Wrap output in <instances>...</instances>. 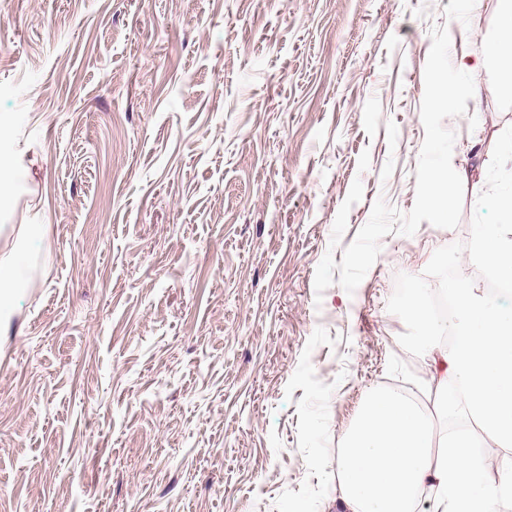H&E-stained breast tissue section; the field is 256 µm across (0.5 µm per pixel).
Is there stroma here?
I'll use <instances>...</instances> for the list:
<instances>
[{
  "instance_id": "1",
  "label": "stroma",
  "mask_w": 512,
  "mask_h": 512,
  "mask_svg": "<svg viewBox=\"0 0 512 512\" xmlns=\"http://www.w3.org/2000/svg\"><path fill=\"white\" fill-rule=\"evenodd\" d=\"M497 24V0H0V253L46 227L0 335V512H340L367 391L426 379L410 285H481L460 261L512 194L494 68L446 124L459 225L385 236L351 294L315 271L376 200L414 205L432 26L455 62Z\"/></svg>"
}]
</instances>
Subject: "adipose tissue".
<instances>
[{
  "label": "adipose tissue",
  "instance_id": "obj_1",
  "mask_svg": "<svg viewBox=\"0 0 512 512\" xmlns=\"http://www.w3.org/2000/svg\"><path fill=\"white\" fill-rule=\"evenodd\" d=\"M499 25L480 56L460 60L478 73L499 71V91L512 100V0H497ZM501 223L477 227L472 257L491 275L512 283V195L500 197ZM29 248L18 237L0 255V325L13 312L22 283L20 263ZM454 315L436 321L425 293H409L405 317L419 334L412 344L439 394L437 412L421 409L395 389L372 391L345 439L341 456L343 512H498L512 501V309L484 291L464 284L446 292ZM471 421L435 437L437 420ZM502 449L498 460L473 452L475 433ZM501 469L490 480L491 468Z\"/></svg>",
  "mask_w": 512,
  "mask_h": 512
}]
</instances>
